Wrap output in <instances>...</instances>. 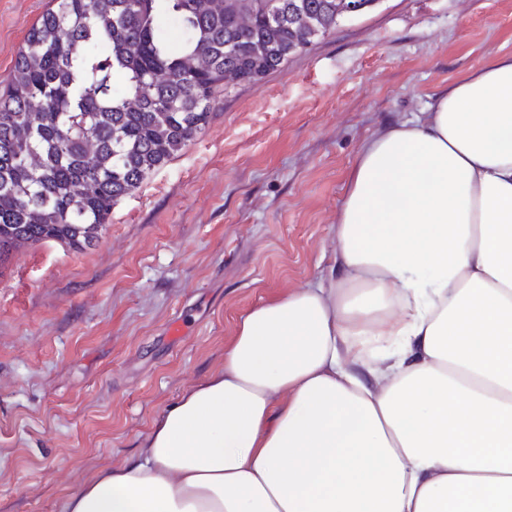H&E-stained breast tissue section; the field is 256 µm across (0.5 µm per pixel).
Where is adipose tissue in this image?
Here are the masks:
<instances>
[{"instance_id": "adipose-tissue-1", "label": "adipose tissue", "mask_w": 512, "mask_h": 512, "mask_svg": "<svg viewBox=\"0 0 512 512\" xmlns=\"http://www.w3.org/2000/svg\"><path fill=\"white\" fill-rule=\"evenodd\" d=\"M65 512H512V53L364 143L326 272Z\"/></svg>"}]
</instances>
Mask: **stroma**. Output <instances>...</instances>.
<instances>
[{
  "mask_svg": "<svg viewBox=\"0 0 512 512\" xmlns=\"http://www.w3.org/2000/svg\"><path fill=\"white\" fill-rule=\"evenodd\" d=\"M51 0H0V73ZM512 52V0H383L238 86L98 241L0 263V512H64L224 366L241 315L319 278L363 142Z\"/></svg>",
  "mask_w": 512,
  "mask_h": 512,
  "instance_id": "35a3bbf8",
  "label": "stroma"
}]
</instances>
